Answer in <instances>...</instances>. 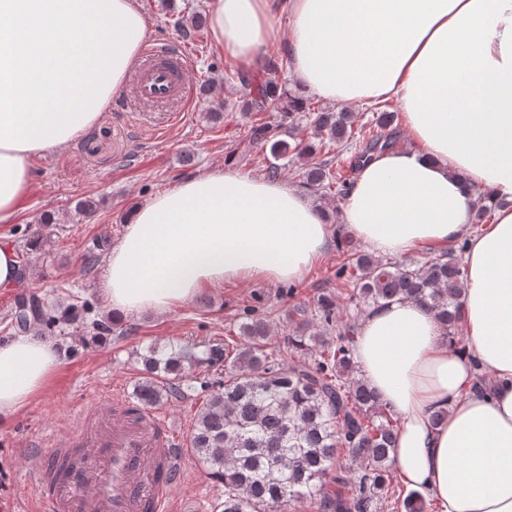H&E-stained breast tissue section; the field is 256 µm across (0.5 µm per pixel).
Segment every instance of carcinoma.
Instances as JSON below:
<instances>
[{
    "label": "carcinoma",
    "instance_id": "obj_1",
    "mask_svg": "<svg viewBox=\"0 0 512 512\" xmlns=\"http://www.w3.org/2000/svg\"><path fill=\"white\" fill-rule=\"evenodd\" d=\"M205 16L196 13L190 24L174 21L184 37L204 28ZM244 105L250 112H284L288 123L306 121L310 137L289 144L277 139L276 128L266 123L252 127L251 139L269 147L271 159L264 171L275 177L278 161L287 154L312 158L328 154L336 145L357 147L358 161L393 147L397 113L388 103L372 105V120L355 125L352 112H331L292 95L270 80L257 87L239 77ZM306 188L348 196L351 183L330 168V161L313 163L305 172ZM336 248L345 262L336 279L348 301L358 309L380 307L394 300H413L430 310L443 324L448 346L459 348L455 336L464 290L465 270L461 242L423 261L374 256L348 237L336 236ZM26 316L16 311L13 328L25 333L39 326L51 331L77 325L98 340L112 333V325L93 319L87 301L57 305L45 312L41 299L21 298ZM288 348L305 359L285 362L267 351L268 326L251 318L240 327V340L201 349L182 345L151 347L137 356L143 380L134 387L139 404L161 402L164 393H182L176 381L187 368L207 365L224 368V379L213 383L190 436L191 452L224 485L220 512H270L288 501L319 499V512H377L379 502L391 499L398 512H431V503L417 490L390 486L391 454L399 426L376 393L361 379L352 344L354 319L342 320L331 293L317 297L314 311L296 307L288 311ZM336 335H331V332ZM359 463L357 474L338 468L341 456ZM336 485L329 492L326 483ZM354 485L352 493L342 488Z\"/></svg>",
    "mask_w": 512,
    "mask_h": 512
}]
</instances>
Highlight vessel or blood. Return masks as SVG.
<instances>
[{
    "label": "vessel or blood",
    "mask_w": 512,
    "mask_h": 512,
    "mask_svg": "<svg viewBox=\"0 0 512 512\" xmlns=\"http://www.w3.org/2000/svg\"><path fill=\"white\" fill-rule=\"evenodd\" d=\"M131 89L142 106L190 105L186 51L173 42L149 47ZM184 445L165 414L113 388L107 405L73 421L67 447L33 466L38 512H175Z\"/></svg>",
    "instance_id": "vessel-or-blood-1"
}]
</instances>
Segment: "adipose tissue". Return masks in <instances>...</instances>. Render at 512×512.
I'll return each mask as SVG.
<instances>
[{
	"mask_svg": "<svg viewBox=\"0 0 512 512\" xmlns=\"http://www.w3.org/2000/svg\"><path fill=\"white\" fill-rule=\"evenodd\" d=\"M205 2L215 48L238 65L283 42L323 101L399 104L411 145L361 166L342 221L381 255L467 238L466 345L449 349L431 311L398 300L367 311L355 360L400 419L392 468L408 487L436 512H512V0ZM149 34L136 0H0V224L29 197L31 159L99 121ZM478 200L493 220L473 233ZM330 238L296 187L216 168L131 208L99 291L115 316L165 314L205 285L301 282ZM59 364L34 334L0 342V418Z\"/></svg>",
	"mask_w": 512,
	"mask_h": 512,
	"instance_id": "1",
	"label": "adipose tissue"
}]
</instances>
